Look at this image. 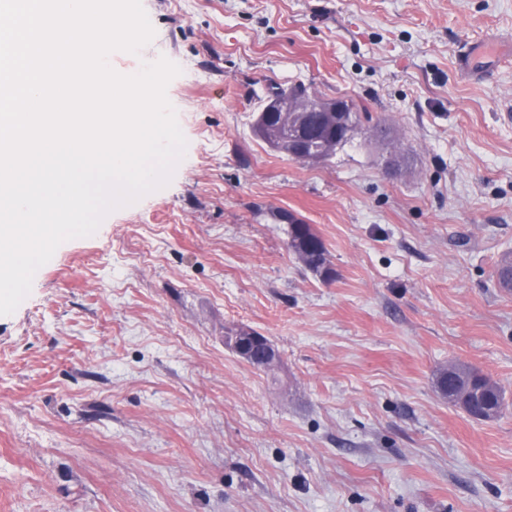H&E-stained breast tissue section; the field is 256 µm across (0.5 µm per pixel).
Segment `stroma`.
<instances>
[{"label":"stroma","mask_w":512,"mask_h":512,"mask_svg":"<svg viewBox=\"0 0 512 512\" xmlns=\"http://www.w3.org/2000/svg\"><path fill=\"white\" fill-rule=\"evenodd\" d=\"M142 4L153 40L108 61L180 67L186 153L0 316V512H512V0ZM298 81L389 137L272 151L253 113ZM237 328L275 370L225 347ZM452 364L503 390L498 418L439 393ZM301 223L299 227H291L288 225V240L287 247L292 251L302 265L311 271L316 276L320 277L323 281L331 280L328 276L330 272L325 251L316 246L307 236L303 230L310 233L311 225ZM247 336H233L231 346L236 354L248 363L255 362L253 353L262 351L260 364L269 368L276 360V352L266 336L258 332L248 331Z\"/></svg>","instance_id":"obj_1"}]
</instances>
